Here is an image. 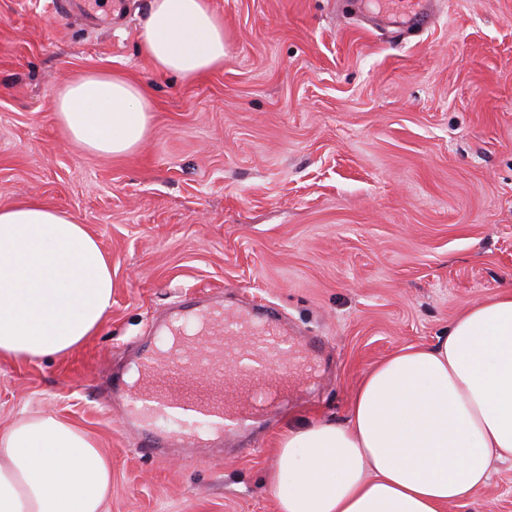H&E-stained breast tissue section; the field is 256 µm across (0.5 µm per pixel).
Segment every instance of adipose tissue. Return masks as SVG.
Listing matches in <instances>:
<instances>
[{
    "label": "adipose tissue",
    "mask_w": 512,
    "mask_h": 512,
    "mask_svg": "<svg viewBox=\"0 0 512 512\" xmlns=\"http://www.w3.org/2000/svg\"><path fill=\"white\" fill-rule=\"evenodd\" d=\"M154 69L186 79L224 64L210 0H151L139 31ZM65 138L124 156L152 115L137 83L111 72L54 96ZM112 307V269L85 225L34 200L0 207V360L69 354ZM512 461V289L458 315L361 377L344 422L289 429L270 485L277 512H445L483 491L491 461ZM112 466L82 428L26 411L0 433V512H104Z\"/></svg>",
    "instance_id": "adipose-tissue-1"
}]
</instances>
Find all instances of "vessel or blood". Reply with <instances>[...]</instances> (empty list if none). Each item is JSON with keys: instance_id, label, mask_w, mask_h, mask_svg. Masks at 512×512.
I'll list each match as a JSON object with an SVG mask.
<instances>
[{"instance_id": "vessel-or-blood-1", "label": "vessel or blood", "mask_w": 512, "mask_h": 512, "mask_svg": "<svg viewBox=\"0 0 512 512\" xmlns=\"http://www.w3.org/2000/svg\"><path fill=\"white\" fill-rule=\"evenodd\" d=\"M427 16L424 0H412L403 12H380L376 18L409 34L422 30ZM159 332L172 343L144 355L141 390L132 394L119 386L113 389L114 398L127 403V423L141 431L143 449L151 453L184 442V434L157 429L158 421L171 418L176 408L184 416L207 420L216 433L248 430L255 392L269 377H284L305 366L311 350L310 344L291 340L274 317L241 311L229 320L223 303L211 299L195 302L189 314L171 315ZM228 372L237 376L238 391L231 398L217 386Z\"/></svg>"}]
</instances>
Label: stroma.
Listing matches in <instances>:
<instances>
[{
    "label": "stroma",
    "mask_w": 512,
    "mask_h": 512,
    "mask_svg": "<svg viewBox=\"0 0 512 512\" xmlns=\"http://www.w3.org/2000/svg\"><path fill=\"white\" fill-rule=\"evenodd\" d=\"M0 0V206L34 199L94 234L112 308L66 357L0 361V432L25 410L75 423L112 463L105 512H277L287 426L346 418L361 375L430 344L512 286V0H434L392 39L348 0H210L224 64L193 81L138 47L150 0ZM94 71L141 83L152 126L123 157L63 137L56 90ZM219 297L277 309L316 343L265 421L214 457L144 453L112 402L156 319ZM447 512H512V462Z\"/></svg>",
    "instance_id": "1"
}]
</instances>
